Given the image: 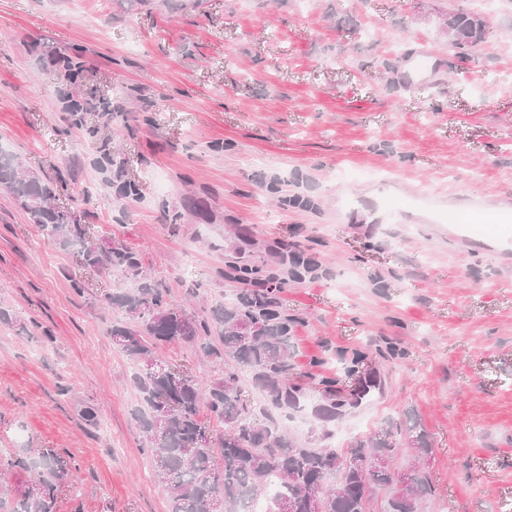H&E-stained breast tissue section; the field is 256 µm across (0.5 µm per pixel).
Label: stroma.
I'll return each instance as SVG.
<instances>
[{"instance_id":"1","label":"stroma","mask_w":512,"mask_h":512,"mask_svg":"<svg viewBox=\"0 0 512 512\" xmlns=\"http://www.w3.org/2000/svg\"><path fill=\"white\" fill-rule=\"evenodd\" d=\"M451 13L481 24L462 56ZM415 51L440 71L410 86ZM0 149L187 311L233 297L228 258L266 271L279 243L311 254L322 276L280 296L311 410L280 428L343 451L413 411L435 448L425 512H512V261L445 225L481 221L468 196L512 206V0H0ZM126 180L137 199L120 196ZM118 286L0 192V306L27 326L0 324L11 495L31 474L4 459L50 448L74 465L57 512H170L131 418L136 367L108 334L122 314L103 296ZM156 357L223 375L180 342ZM351 364L338 398L364 377L381 385L323 420L308 375Z\"/></svg>"}]
</instances>
